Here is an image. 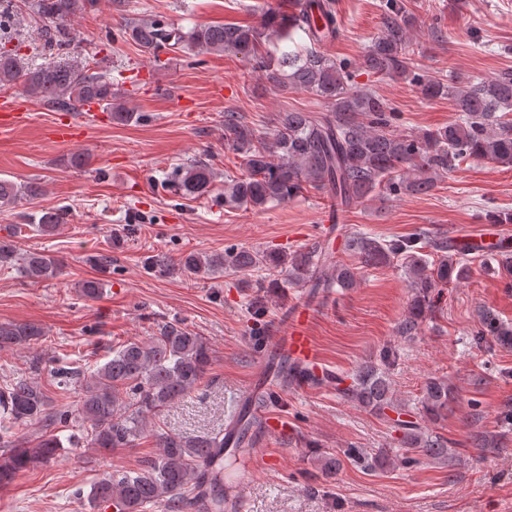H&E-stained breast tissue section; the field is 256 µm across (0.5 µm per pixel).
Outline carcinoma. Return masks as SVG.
I'll return each instance as SVG.
<instances>
[{
  "mask_svg": "<svg viewBox=\"0 0 512 512\" xmlns=\"http://www.w3.org/2000/svg\"><path fill=\"white\" fill-rule=\"evenodd\" d=\"M93 0H24L28 10L45 23L47 44L59 53L71 45L70 21ZM414 19L403 0H386L381 33L367 47L362 65L380 78L410 79L427 97H448L459 112L458 120L421 134L396 129V113L380 94L357 87L347 62L325 55L321 47L336 41L334 0H297L295 8H270L260 25H199L187 30L166 27L153 20H129L125 34L144 53L159 48L188 49L201 53H246L255 68L281 92L301 90L325 103L322 112L294 110L280 115L275 129L261 132L237 112L224 113V141L241 159L242 178L224 179V205L231 208L279 204L314 189L325 193L345 210L366 198L397 197L433 189L437 182L469 158L503 165L512 164V71L493 79L442 81L417 72L408 32ZM303 47L283 51L273 58L261 52L262 42L276 39ZM19 86L31 98L61 111L76 105L96 103L112 108L114 78L87 61L71 59L63 64L25 66L13 50L0 48V87ZM216 174L204 159H194L176 173L177 191L192 197L211 192ZM42 195L40 183L17 184L0 179V206ZM67 223L63 209L40 212L35 224L42 236L54 235ZM346 250L358 259L350 266L334 260L329 247L318 243L286 257L274 251L258 254L229 248L222 254L190 253L179 261L181 269L209 274L229 268L247 274L265 264L280 270L281 279L259 285L257 292L279 288H304L310 301L327 300L335 289L355 288L369 268L400 262L410 278L411 301L397 332L417 334L433 308L435 291L450 280H465L469 266L465 255L448 253V237L426 228L400 239L381 241L354 231ZM18 266L27 278L38 281L60 275L62 264L38 252L19 255L12 244L0 242V266ZM43 335L28 322L0 323V350L25 346ZM478 335L502 342L512 330L488 315ZM392 353L383 352L380 363H365L351 374V383L340 388V398L380 416L397 415V448L404 460L418 457L452 461L448 440L427 425L448 412L455 390L448 381L430 378L425 384L421 408L413 410L396 401L391 393L387 367ZM212 351L204 337L179 322H169L148 341L129 340L112 350L104 363L85 374L78 368H59V384L77 385L81 396L67 410L50 411L48 398L35 381L15 379L0 388V488L20 472L55 459L62 448L56 430L77 423L86 427V442L94 449L129 448L142 437L165 407L197 389L207 373ZM302 371L281 357L275 386L286 392L299 385ZM126 397H120V393ZM39 425V442L30 447L17 436V429ZM239 437L228 448L224 433L184 436L156 435L158 452L136 470L106 472L91 487L89 499L96 509L115 512H224V461L244 451L243 444L255 421L247 411L237 414ZM474 448H494L498 435L488 431L471 434ZM368 469L383 465L385 455L355 448L341 451L329 462L337 471L344 461Z\"/></svg>",
  "mask_w": 512,
  "mask_h": 512,
  "instance_id": "1",
  "label": "carcinoma"
}]
</instances>
